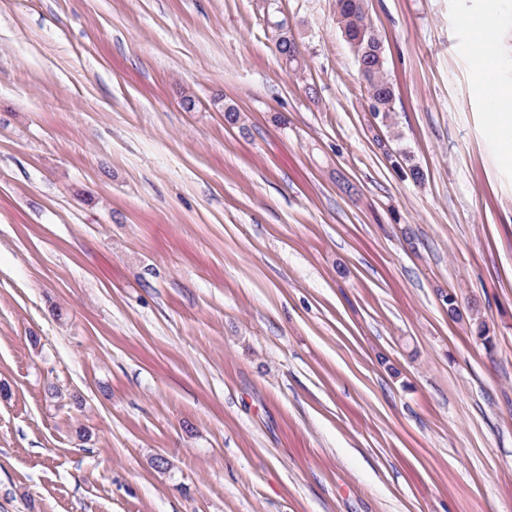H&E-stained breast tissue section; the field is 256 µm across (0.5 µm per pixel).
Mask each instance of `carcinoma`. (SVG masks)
I'll use <instances>...</instances> for the list:
<instances>
[{
	"label": "carcinoma",
	"mask_w": 512,
	"mask_h": 512,
	"mask_svg": "<svg viewBox=\"0 0 512 512\" xmlns=\"http://www.w3.org/2000/svg\"><path fill=\"white\" fill-rule=\"evenodd\" d=\"M336 25L354 53L357 71L363 74L367 98L381 106L375 113L376 122L386 130L388 137L384 140L376 138L378 145L397 168L406 170L416 182L422 180L423 171L413 163L411 151L402 146L395 149L391 146L392 142L401 140L394 86L388 74L385 53L381 52L382 40L368 18L367 0H336ZM267 29L286 65L296 73L304 72L303 59L297 57V43L286 19L276 14L268 16Z\"/></svg>",
	"instance_id": "carcinoma-1"
}]
</instances>
